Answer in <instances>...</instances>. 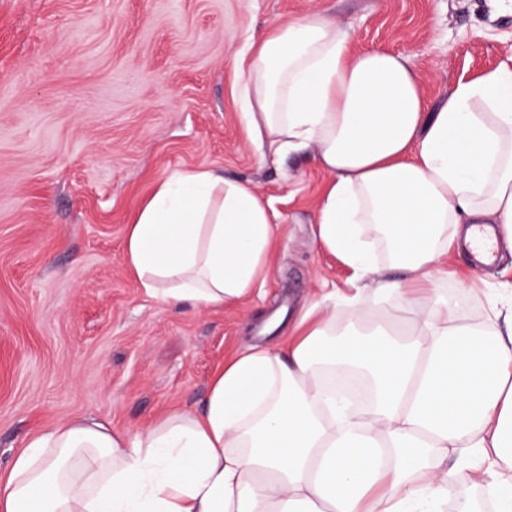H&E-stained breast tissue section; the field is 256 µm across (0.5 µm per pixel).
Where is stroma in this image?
Here are the masks:
<instances>
[{
	"label": "stroma",
	"mask_w": 512,
	"mask_h": 512,
	"mask_svg": "<svg viewBox=\"0 0 512 512\" xmlns=\"http://www.w3.org/2000/svg\"><path fill=\"white\" fill-rule=\"evenodd\" d=\"M325 14L354 50L407 57L430 108L512 56V0H0V472L74 417L137 434L198 411L228 357L328 294L369 303L317 239L328 176L311 151L273 160L234 98L240 53L279 18ZM209 167L252 186L284 231L243 303L201 311L146 297L126 229L156 182ZM438 284L466 322L512 282V249H466Z\"/></svg>",
	"instance_id": "obj_1"
}]
</instances>
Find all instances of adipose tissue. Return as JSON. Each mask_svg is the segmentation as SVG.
I'll return each mask as SVG.
<instances>
[{"label": "adipose tissue", "instance_id": "adipose-tissue-1", "mask_svg": "<svg viewBox=\"0 0 512 512\" xmlns=\"http://www.w3.org/2000/svg\"><path fill=\"white\" fill-rule=\"evenodd\" d=\"M243 60L250 142L272 157L317 146L319 242L411 329L350 297L306 309L292 339L225 362L203 411L134 436L84 418L43 431L0 474V512H442L452 456L477 457L478 482L483 462L508 469L490 483L512 512V294L472 325L435 287L454 248L476 249L475 225L512 244V57L433 112L404 55L353 50L320 13L272 23ZM282 231L250 185L183 170L136 210L125 267L162 304L220 309L265 281ZM373 238L397 277L373 278ZM345 369L371 379L370 406L327 386Z\"/></svg>", "mask_w": 512, "mask_h": 512}]
</instances>
